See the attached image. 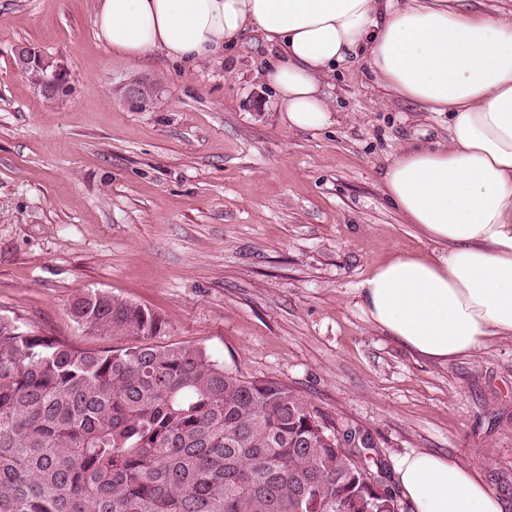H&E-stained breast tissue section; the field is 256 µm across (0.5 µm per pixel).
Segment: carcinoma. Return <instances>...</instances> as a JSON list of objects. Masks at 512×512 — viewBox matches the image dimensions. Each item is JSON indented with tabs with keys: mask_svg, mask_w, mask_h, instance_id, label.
<instances>
[{
	"mask_svg": "<svg viewBox=\"0 0 512 512\" xmlns=\"http://www.w3.org/2000/svg\"><path fill=\"white\" fill-rule=\"evenodd\" d=\"M72 320L86 351L0 317V512H405L371 437L298 390L202 348L157 345L163 320L102 290Z\"/></svg>",
	"mask_w": 512,
	"mask_h": 512,
	"instance_id": "carcinoma-1",
	"label": "carcinoma"
}]
</instances>
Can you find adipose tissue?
I'll list each match as a JSON object with an SVG mask.
<instances>
[{
	"label": "adipose tissue",
	"mask_w": 512,
	"mask_h": 512,
	"mask_svg": "<svg viewBox=\"0 0 512 512\" xmlns=\"http://www.w3.org/2000/svg\"><path fill=\"white\" fill-rule=\"evenodd\" d=\"M97 38L139 63L189 64L260 33L264 78L292 130L341 118L326 78L362 60L394 96L448 116V138L398 148L384 195L435 245L374 265L359 292L368 321L433 361L512 337V7L482 0H97ZM396 480L413 512H505L474 470L420 452Z\"/></svg>",
	"instance_id": "ef3b65f1"
}]
</instances>
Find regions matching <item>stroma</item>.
Here are the masks:
<instances>
[{"mask_svg":"<svg viewBox=\"0 0 512 512\" xmlns=\"http://www.w3.org/2000/svg\"><path fill=\"white\" fill-rule=\"evenodd\" d=\"M94 6L0 0V317L118 349L68 314L77 292H111L164 320L156 344L288 384L388 467L414 451L473 466L512 512V337L431 361L374 328L358 291L375 262L431 251L380 172L405 142L447 138V119L381 96L357 60L332 79L340 123L291 131L259 34L192 68L135 66L97 40ZM21 45L64 62L69 96L40 95ZM132 75L162 77L155 109L130 108Z\"/></svg>","mask_w":512,"mask_h":512,"instance_id":"obj_1","label":"stroma"}]
</instances>
